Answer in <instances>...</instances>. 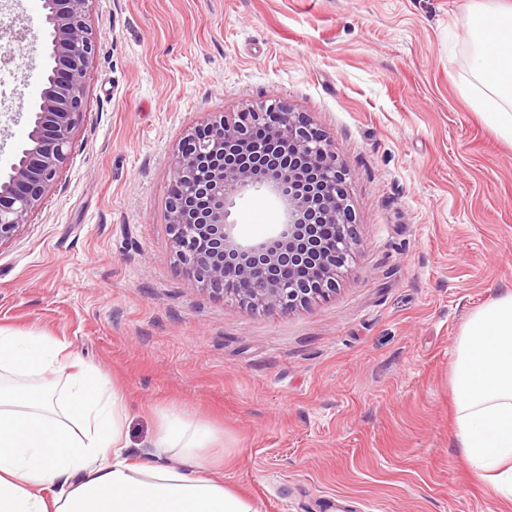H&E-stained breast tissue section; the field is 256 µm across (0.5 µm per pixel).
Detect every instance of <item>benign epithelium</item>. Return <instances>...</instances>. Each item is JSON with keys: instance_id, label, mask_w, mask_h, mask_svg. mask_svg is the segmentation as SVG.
<instances>
[{"instance_id": "7a95c632", "label": "benign epithelium", "mask_w": 512, "mask_h": 512, "mask_svg": "<svg viewBox=\"0 0 512 512\" xmlns=\"http://www.w3.org/2000/svg\"><path fill=\"white\" fill-rule=\"evenodd\" d=\"M89 0H43L54 61L27 143L0 178V245L27 223L56 181L86 115V75L96 39ZM29 29L15 19L0 65L15 61ZM349 171L304 113L272 99L190 128L171 173L167 224L175 262L201 289L251 310L291 311L336 292L356 240ZM264 190L280 209L273 235L243 240L228 221L235 198ZM335 228L326 238L322 225Z\"/></svg>"}]
</instances>
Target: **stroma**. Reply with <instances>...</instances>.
Masks as SVG:
<instances>
[{"instance_id": "obj_1", "label": "stroma", "mask_w": 512, "mask_h": 512, "mask_svg": "<svg viewBox=\"0 0 512 512\" xmlns=\"http://www.w3.org/2000/svg\"><path fill=\"white\" fill-rule=\"evenodd\" d=\"M480 0H90L88 110L57 184L0 246V328H34L98 367L128 451L162 410L226 448L225 484L261 512H512L455 446L449 363L471 314L512 289V142L459 89ZM30 32L0 66V175L50 59L42 0H0ZM276 98L349 171L357 224L333 297L254 312L174 262L176 145L215 112ZM265 237L272 200L230 216Z\"/></svg>"}]
</instances>
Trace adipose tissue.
Masks as SVG:
<instances>
[{
    "label": "adipose tissue",
    "mask_w": 512,
    "mask_h": 512,
    "mask_svg": "<svg viewBox=\"0 0 512 512\" xmlns=\"http://www.w3.org/2000/svg\"><path fill=\"white\" fill-rule=\"evenodd\" d=\"M461 77L471 106L512 140V0L480 5ZM455 441L472 476L512 501V289L464 325L450 364ZM122 395L36 330L0 329V512H260L217 472L224 449L189 412L160 417L131 460Z\"/></svg>",
    "instance_id": "ef3b65f1"
}]
</instances>
